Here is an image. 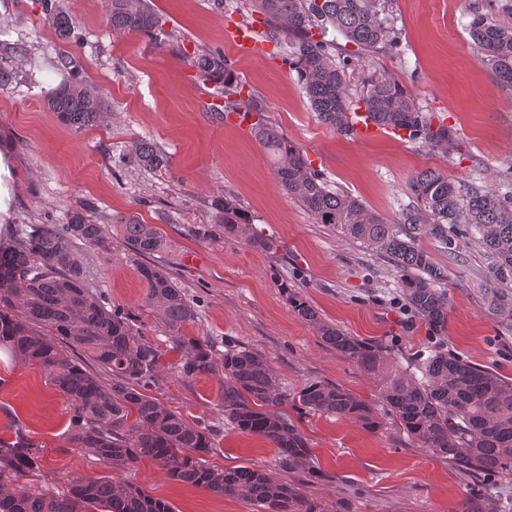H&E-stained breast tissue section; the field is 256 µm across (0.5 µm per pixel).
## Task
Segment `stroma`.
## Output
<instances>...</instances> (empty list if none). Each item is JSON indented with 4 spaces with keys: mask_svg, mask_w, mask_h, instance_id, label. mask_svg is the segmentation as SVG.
I'll list each match as a JSON object with an SVG mask.
<instances>
[{
    "mask_svg": "<svg viewBox=\"0 0 512 512\" xmlns=\"http://www.w3.org/2000/svg\"><path fill=\"white\" fill-rule=\"evenodd\" d=\"M163 18L158 36L117 33L108 23V0H65L83 39L66 44L44 23L40 0H0L8 20L7 43L17 47L18 76L0 87V162L7 174V212L0 213V244L14 240L23 224H64L76 202L90 203L89 219L108 224L134 213L157 225L167 246L154 258L197 304L198 315L181 333L204 338L214 349L249 347L268 358L289 391L312 382L338 384L373 400L372 379L321 340L291 309L286 290L300 292L329 323L379 344L405 368L436 350L512 379V331L484 310L473 291L486 272L481 250L465 247L450 261L436 241L423 246L448 267L452 307L448 328L429 333L406 305L398 275L383 257L316 223L287 197L274 178L263 146L235 119L211 115L213 83L197 78L194 52L223 51L234 74L267 107V119L301 144L325 182L361 199L386 220H395L412 172L441 168L458 182L480 180L493 191L512 183V87L496 84L479 63L466 30L463 0H396V25L408 66L383 58L380 72L401 81L419 106L455 131L447 154H434L400 136L382 133L362 141L334 134L318 122L294 69L277 53L245 56L228 46L227 25L239 14L214 0H151ZM79 55L81 73L109 105L101 126L76 131L48 112L47 90L62 82L55 70L61 51ZM154 142L169 158L164 170L134 167L131 143ZM233 196L253 230L276 238V253L253 249L245 239L207 241L194 231L214 224L216 199ZM87 283L109 306L135 314L144 333L176 360L170 341L144 303L138 259L121 240L111 251L78 247ZM0 437L20 418L41 447V481L62 487L67 474L96 477L101 466L62 447L66 403L47 385L39 366H22L0 352ZM221 374L190 382L166 374L157 398L215 428L212 462L223 468L269 467L275 451L263 440L225 424L217 408ZM321 470L303 481L310 498L348 512H456L459 502L480 495L512 504V482L468 475L417 448L395 423L369 433L346 421L317 415L302 419ZM132 479L173 512H254L171 481L149 461Z\"/></svg>",
    "mask_w": 512,
    "mask_h": 512,
    "instance_id": "1",
    "label": "stroma"
}]
</instances>
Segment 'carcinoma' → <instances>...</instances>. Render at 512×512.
<instances>
[{
	"label": "carcinoma",
	"instance_id": "cac0c4a2",
	"mask_svg": "<svg viewBox=\"0 0 512 512\" xmlns=\"http://www.w3.org/2000/svg\"><path fill=\"white\" fill-rule=\"evenodd\" d=\"M44 20L56 36L76 42L80 32L63 0H40ZM395 0H217L242 16L260 13L262 38L284 53L320 123L345 137L354 135L360 116L402 133L433 153L446 154L452 128L434 124L398 81L380 75L352 92L349 72L358 64L374 67L381 58H400ZM466 29L479 60L494 80L512 86V0H468ZM109 22L118 33L154 35L162 18L148 0H111ZM201 81L212 82L224 110L247 120L251 132L273 160V174L288 197L318 224H331L345 237L383 256L399 274L403 299L433 333L448 327L451 307L448 267L435 261L422 238L436 241L448 258L460 254L456 228L465 224L487 260L478 294L485 309L512 328V192L497 194L474 182L463 187L437 168L415 172L408 181L409 202L397 220L386 222L348 192L333 190L313 167L305 150L266 122L263 101L243 93L224 52L193 56ZM56 67L76 75L82 60L69 51ZM45 107L65 125L85 130L108 115L104 100L84 81H65L50 89ZM130 162L149 170L165 169L168 157L148 139L130 149ZM219 222L201 232L247 237L269 252L270 239L249 236L236 200H216ZM89 205L71 208L66 224H33L7 247L0 246V350L22 364L41 367L48 383L65 399L69 421L66 447L110 469L127 472L151 461L177 483L206 493L248 502L256 512H317L299 484L278 481L269 469H224L208 456L215 448L211 424L169 407L153 392L167 371L184 382L222 373L218 406L241 432L275 448V466L288 473L315 474L308 439L288 414L297 411L351 421L375 433L390 415L418 447L444 457L465 473L512 479V379L448 352L437 351L411 372L387 354L320 317L302 296L287 300L297 315L315 327L322 341L358 365L376 383L387 414L339 385L311 383L298 392L281 385L267 357L247 347L212 349L204 340L186 338L182 327L197 318V308L172 277L151 258L166 241L160 229L135 215L119 218L131 253L142 259L138 273L147 285L145 304L171 337L181 358L167 366L159 346L134 324V317L112 308L87 285L77 241L98 252L112 249V233L92 224ZM42 470L38 444L21 426L0 440V512H173L133 483L110 475L72 476L65 488L38 482ZM459 512H495L494 504L467 497Z\"/></svg>",
	"mask_w": 512,
	"mask_h": 512
}]
</instances>
